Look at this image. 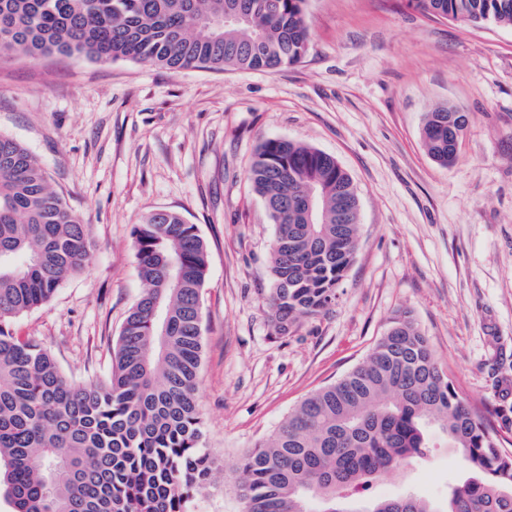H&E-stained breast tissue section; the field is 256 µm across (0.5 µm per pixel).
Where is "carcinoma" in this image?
<instances>
[{"label":"carcinoma","instance_id":"carcinoma-1","mask_svg":"<svg viewBox=\"0 0 512 512\" xmlns=\"http://www.w3.org/2000/svg\"><path fill=\"white\" fill-rule=\"evenodd\" d=\"M306 0H0V47L169 69H276L309 49ZM434 17L512 26V0H408ZM238 12L240 24L224 17ZM206 28L203 36L195 29ZM451 106L428 113V154L455 161ZM275 226L270 304L286 335L318 315L358 247L357 199L336 159L271 139L248 171ZM146 289L113 350L112 369L80 386L13 331L83 272L89 236L30 151L0 135V496L11 512H188L210 484L198 401L201 289L209 263L198 228L167 209L134 226ZM457 449L467 478L445 508L416 494L365 502L359 485L423 460L432 432ZM241 512H512V453L499 447L404 313L335 383L307 396L233 469Z\"/></svg>","mask_w":512,"mask_h":512}]
</instances>
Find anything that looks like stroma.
I'll return each mask as SVG.
<instances>
[{
	"label": "stroma",
	"mask_w": 512,
	"mask_h": 512,
	"mask_svg": "<svg viewBox=\"0 0 512 512\" xmlns=\"http://www.w3.org/2000/svg\"><path fill=\"white\" fill-rule=\"evenodd\" d=\"M308 54L275 70H170L0 48V135L37 158L87 224L83 273L14 319L74 383L106 379L142 296L132 230L155 209L197 225L198 388L224 467L190 512H240L237 457L305 397L361 362L410 313L459 395L512 452V27L429 17L407 0H307ZM468 115L453 165L427 153L425 116ZM294 140L336 158L359 203V244L336 301L288 334L272 325L274 225L248 180L257 148ZM438 443L358 492L444 502L462 481Z\"/></svg>",
	"instance_id": "obj_1"
}]
</instances>
